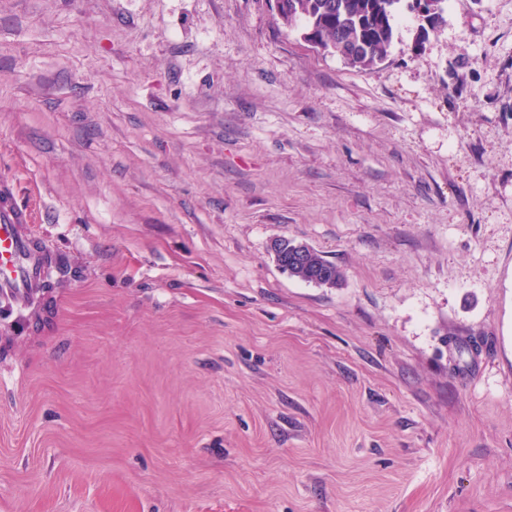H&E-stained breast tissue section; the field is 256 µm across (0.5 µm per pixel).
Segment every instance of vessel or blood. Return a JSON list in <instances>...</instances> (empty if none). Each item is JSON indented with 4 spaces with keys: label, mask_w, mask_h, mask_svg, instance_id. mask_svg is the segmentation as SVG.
Returning a JSON list of instances; mask_svg holds the SVG:
<instances>
[{
    "label": "vessel or blood",
    "mask_w": 512,
    "mask_h": 512,
    "mask_svg": "<svg viewBox=\"0 0 512 512\" xmlns=\"http://www.w3.org/2000/svg\"><path fill=\"white\" fill-rule=\"evenodd\" d=\"M31 211L11 183L0 181V317L27 310L44 283V248L30 230Z\"/></svg>",
    "instance_id": "obj_1"
}]
</instances>
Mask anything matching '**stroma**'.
<instances>
[{
	"instance_id": "stroma-1",
	"label": "stroma",
	"mask_w": 512,
	"mask_h": 512,
	"mask_svg": "<svg viewBox=\"0 0 512 512\" xmlns=\"http://www.w3.org/2000/svg\"><path fill=\"white\" fill-rule=\"evenodd\" d=\"M399 15L360 70L270 0H0L57 262L0 323V512H512V0ZM278 243V258L277 262L283 268L284 265L288 262L290 263H299L304 255L306 254L305 249L307 250L306 262L302 266H297L295 264L288 266V273L295 278H298L304 282L309 283H317L319 285H336L343 279L342 271L334 264L324 260L316 251L309 248L308 246H304L302 244H296L295 246L300 247L297 251H295L291 257H288V248L293 245L288 240H275ZM304 246V247H303ZM305 248V249H304ZM319 268L324 270L323 276H316L315 270ZM286 269V268H285Z\"/></svg>"
}]
</instances>
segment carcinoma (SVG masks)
Wrapping results in <instances>:
<instances>
[{
  "label": "carcinoma",
  "mask_w": 512,
  "mask_h": 512,
  "mask_svg": "<svg viewBox=\"0 0 512 512\" xmlns=\"http://www.w3.org/2000/svg\"><path fill=\"white\" fill-rule=\"evenodd\" d=\"M402 0H277V15L285 25L301 21L315 29L318 41L351 67L369 70L384 60L394 38ZM288 273L304 282L336 285L342 271L307 249L302 266Z\"/></svg>",
  "instance_id": "obj_1"
}]
</instances>
